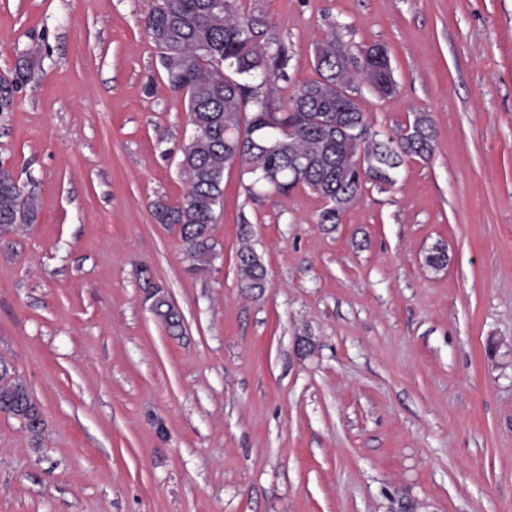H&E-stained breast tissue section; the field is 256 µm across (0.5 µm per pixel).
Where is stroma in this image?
Segmentation results:
<instances>
[{"mask_svg": "<svg viewBox=\"0 0 512 512\" xmlns=\"http://www.w3.org/2000/svg\"><path fill=\"white\" fill-rule=\"evenodd\" d=\"M151 2L0 0V75L40 53L0 115V164L39 201L0 235V360L44 423L0 414V512H512V0H242L292 57L281 99L326 32L382 45L395 93H354L384 134L430 113L435 151L337 224L229 165L201 274L153 216L191 128ZM237 268L242 288L258 290L265 288V270L259 256L251 247L244 244L237 253ZM146 301L150 302V310L171 332L181 329V315L177 309L167 301V296L160 287L146 279Z\"/></svg>", "mask_w": 512, "mask_h": 512, "instance_id": "35a3bbf8", "label": "stroma"}]
</instances>
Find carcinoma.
Segmentation results:
<instances>
[{"instance_id": "obj_1", "label": "carcinoma", "mask_w": 512, "mask_h": 512, "mask_svg": "<svg viewBox=\"0 0 512 512\" xmlns=\"http://www.w3.org/2000/svg\"><path fill=\"white\" fill-rule=\"evenodd\" d=\"M163 0L144 18L146 35L160 50V62L172 92L184 93L189 122L197 135L182 145L181 167L187 187L173 205L155 207L157 223L177 230L185 258L204 272L219 256L212 229L221 205L226 166L234 161L249 176L245 190L255 198L288 195L302 185L324 199L321 224H337L359 198L365 183H394V171L406 158L427 161L434 152V123L429 113L414 116L404 132L377 139L367 113L353 101L350 60L336 35L323 40L315 53L320 79L295 91L279 105L276 79L285 76L288 48L261 40L268 23L257 11L244 12L240 0ZM38 50L18 59L14 74L0 78V114L12 109L27 82ZM360 75L385 96L395 89L387 51L379 45L360 50ZM364 156V168L355 161ZM38 202L24 195L10 170L0 166V233L13 232L34 220ZM241 287L266 288L265 270L254 249L237 253ZM150 310L171 332L181 329V315L160 287L146 281ZM0 413L19 419L38 433L42 415L27 385L0 365Z\"/></svg>"}]
</instances>
